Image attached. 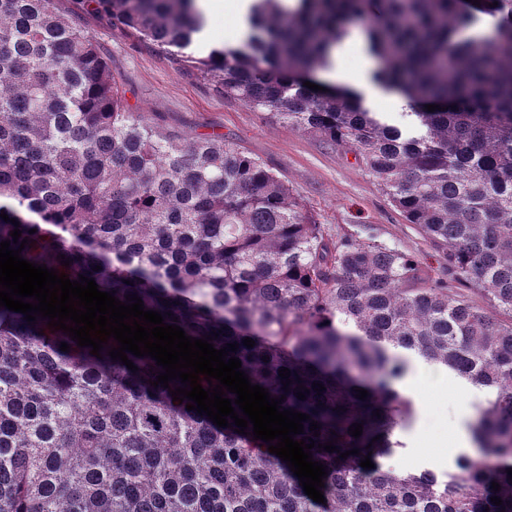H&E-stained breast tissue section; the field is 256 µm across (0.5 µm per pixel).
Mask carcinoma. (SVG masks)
Listing matches in <instances>:
<instances>
[{
    "mask_svg": "<svg viewBox=\"0 0 512 512\" xmlns=\"http://www.w3.org/2000/svg\"><path fill=\"white\" fill-rule=\"evenodd\" d=\"M93 2L224 97L353 153L445 251L448 278L370 239H334L223 136L171 137L130 111L56 0H0V211L30 240L22 258L122 302L136 294L188 336L222 330L214 348L238 343L251 383L310 415L294 439L313 438L328 473L317 503L268 443L187 410L169 393L179 381L151 386L155 360L128 354L133 372L0 307V512H512V319L457 288L475 283L512 311V0H251L242 44L204 57L196 0ZM479 13L497 18L489 40L467 36ZM352 26L379 62L372 80L417 103L412 123L304 86ZM413 356L489 392L471 425L482 455L454 473L383 463L414 416L392 385ZM334 438L337 451L320 448Z\"/></svg>",
    "mask_w": 512,
    "mask_h": 512,
    "instance_id": "cac0c4a2",
    "label": "carcinoma"
}]
</instances>
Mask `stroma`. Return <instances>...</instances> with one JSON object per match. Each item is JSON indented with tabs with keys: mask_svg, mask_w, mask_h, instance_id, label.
I'll return each mask as SVG.
<instances>
[{
	"mask_svg": "<svg viewBox=\"0 0 512 512\" xmlns=\"http://www.w3.org/2000/svg\"><path fill=\"white\" fill-rule=\"evenodd\" d=\"M60 13L94 39L124 94L130 111L141 113L171 136H223L230 146L266 163L326 224L337 239H370L413 255L432 277L447 261L418 225L408 223L388 202L378 180L358 166L352 153L285 124L266 121L240 101L225 98L216 82L179 68L168 55L139 42L131 31L112 24L92 0H56ZM449 380L441 401L426 392L413 397L416 420L400 434L407 448V470H453L458 455L450 449L433 460L418 451L421 440L443 439L464 413L484 403L482 391L461 400Z\"/></svg>",
	"mask_w": 512,
	"mask_h": 512,
	"instance_id": "35a3bbf8",
	"label": "stroma"
}]
</instances>
